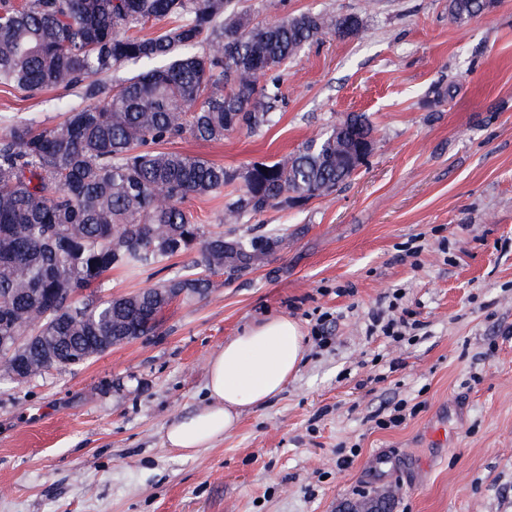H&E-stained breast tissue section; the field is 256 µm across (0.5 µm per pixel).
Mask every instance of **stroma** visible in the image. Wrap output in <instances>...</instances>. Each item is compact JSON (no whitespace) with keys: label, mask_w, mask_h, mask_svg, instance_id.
<instances>
[{"label":"stroma","mask_w":512,"mask_h":512,"mask_svg":"<svg viewBox=\"0 0 512 512\" xmlns=\"http://www.w3.org/2000/svg\"><path fill=\"white\" fill-rule=\"evenodd\" d=\"M242 4L260 24L310 11L363 25L290 64L270 125L167 150L242 171L362 113L373 151L330 194L239 224L219 225L223 198L191 201L209 229L288 244L240 278L214 276L206 296L176 299L154 335L1 381L0 512H512V0L462 26L448 0ZM438 83L454 95L434 106ZM82 104L76 88L0 90V114L46 126ZM189 261L113 270L107 292L176 278ZM397 289L419 329L367 338L369 313ZM273 315L302 328L295 377L212 446L166 448L167 425L207 402L208 359ZM399 405L404 423L378 428Z\"/></svg>","instance_id":"35a3bbf8"}]
</instances>
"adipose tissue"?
<instances>
[{"mask_svg": "<svg viewBox=\"0 0 512 512\" xmlns=\"http://www.w3.org/2000/svg\"><path fill=\"white\" fill-rule=\"evenodd\" d=\"M301 357V329L283 315L230 338L208 361L207 404L171 422L165 446L182 453L210 446L235 427L244 410L278 395L297 373Z\"/></svg>", "mask_w": 512, "mask_h": 512, "instance_id": "1", "label": "adipose tissue"}]
</instances>
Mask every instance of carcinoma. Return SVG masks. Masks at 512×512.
I'll return each instance as SVG.
<instances>
[{
  "label": "carcinoma",
  "mask_w": 512,
  "mask_h": 512,
  "mask_svg": "<svg viewBox=\"0 0 512 512\" xmlns=\"http://www.w3.org/2000/svg\"><path fill=\"white\" fill-rule=\"evenodd\" d=\"M494 0H448L462 25ZM174 20L162 33L134 32ZM355 14L304 12L255 24L234 0H0V88L33 98L81 86L85 104L43 126L0 115V372L19 382L71 369L152 336L177 297L212 276L237 278L286 244L226 236L192 222L187 203L224 195L220 221L331 193L350 177L352 142L334 124L296 152L246 171L163 149L254 133L273 122L281 81L305 46L341 35ZM205 51L198 52L199 46ZM137 71L114 86L104 77ZM187 253V270L141 292L105 298L114 269L144 272ZM85 290L78 307L69 292ZM62 336L56 358L38 347Z\"/></svg>",
  "instance_id": "obj_1"
}]
</instances>
